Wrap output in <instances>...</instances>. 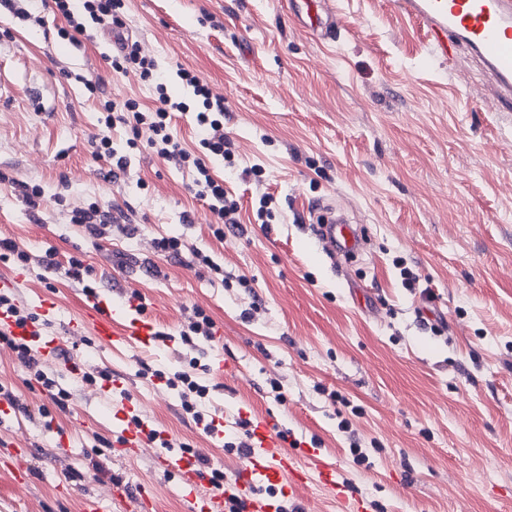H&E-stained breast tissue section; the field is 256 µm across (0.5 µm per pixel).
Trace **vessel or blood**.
<instances>
[{
    "label": "vessel or blood",
    "instance_id": "b4317fda",
    "mask_svg": "<svg viewBox=\"0 0 512 512\" xmlns=\"http://www.w3.org/2000/svg\"><path fill=\"white\" fill-rule=\"evenodd\" d=\"M399 13L416 20L426 33L430 46L440 58L453 56L465 47L491 74L495 95L503 111L512 112V0H395ZM321 239L335 252H355L362 236L348 216L326 222ZM83 321L98 344L112 347H135L147 350L155 343L151 324L143 313H130L125 307H108L96 302L85 306ZM0 332L34 345L42 355L55 356L56 346L33 324H18L15 318L0 311ZM252 452L234 483L219 490H199L201 479L196 458L161 449L157 464L161 470L178 473L191 492L188 512H224L229 497L244 498L246 512H272L269 500L248 498L256 487L288 485L290 489L317 487L336 500L343 512H364L360 499L348 498L343 492L335 465L311 453L308 447L286 449L284 440L272 420L259 421L251 432Z\"/></svg>",
    "mask_w": 512,
    "mask_h": 512
}]
</instances>
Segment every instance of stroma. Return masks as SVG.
I'll return each instance as SVG.
<instances>
[{"label":"stroma","mask_w":512,"mask_h":512,"mask_svg":"<svg viewBox=\"0 0 512 512\" xmlns=\"http://www.w3.org/2000/svg\"><path fill=\"white\" fill-rule=\"evenodd\" d=\"M125 4L127 32L175 94H188L176 75L183 67L223 96L235 164L213 158L208 167L237 200L240 229L217 240L194 173L130 149L124 132H113L112 147L126 171L104 181L91 147L98 104L85 81L145 108L156 104L153 84L111 70L109 39L57 38L64 21L50 0H27L29 21L0 13V238L31 255L19 303L55 306L48 332L62 357L42 366L72 394L68 411L52 408L0 347V383L21 404L0 417V460L29 451L26 481L0 463V512H82L89 498L105 512H137L143 492L152 512H185L177 474L154 465L158 443L127 453L117 396L85 384L84 371L125 378L150 428L235 475L244 460L183 415L176 391L154 375L193 360L210 368L216 420L269 418L315 444L367 512H512V112L498 111L480 62L434 57L392 0H331L329 40L287 0ZM255 167L274 197L267 223L257 216ZM15 180L42 187L39 220ZM319 201L359 226L365 246L355 256L328 257L313 227ZM92 202L112 213L94 237L67 216ZM166 236L181 239L180 259L156 253ZM197 249L223 275L193 264ZM48 250L58 271L41 264ZM72 256L91 266L96 298L124 304L138 292L171 340L148 354L95 345L76 325L87 297L61 271ZM195 307L216 336L192 347L174 335ZM273 378L284 401L268 392ZM355 447L365 464L354 463Z\"/></svg>","instance_id":"stroma-1"}]
</instances>
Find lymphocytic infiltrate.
<instances>
[{
    "mask_svg": "<svg viewBox=\"0 0 512 512\" xmlns=\"http://www.w3.org/2000/svg\"><path fill=\"white\" fill-rule=\"evenodd\" d=\"M55 12L66 21L58 28L59 38L75 40L76 36L87 34L90 25H103L115 35H122L124 0H52ZM109 63L115 73L135 75L140 80L155 84L157 106L155 109H143L133 99L121 102L99 96L98 87L87 83L89 95L95 96L99 104V132L92 140L93 155L106 161L100 175L105 181H112L118 171L126 167L125 157L115 156L112 150L114 131L128 132L127 145L138 148L147 144L160 158L175 161L180 166L191 168L195 173L194 191L196 196L207 200L213 213L218 217L212 227L216 239H223L224 231L236 224L237 203L230 199L221 181L214 179L206 165L207 158L217 157L232 161L234 153L230 141L224 136V99L212 93L208 84L193 71L181 68L177 76L182 84L190 89L191 101L173 99L167 92L158 75L155 59L147 54L139 42H126L119 55L110 56ZM193 113L194 123L201 133L198 153L192 154L180 147L175 133L174 119L177 115ZM0 347L9 348L15 353L19 363L30 376L41 383L48 391L54 406L66 410L71 394L58 386L54 379L40 369L39 361L32 346L12 336L0 334ZM197 361H190L188 369L175 372L167 378L168 388L176 390L184 413L196 424L202 425L204 432H212L214 418L205 413L203 406L209 389L200 381Z\"/></svg>",
    "mask_w": 512,
    "mask_h": 512,
    "instance_id": "f902f5d3",
    "label": "lymphocytic infiltrate"
}]
</instances>
